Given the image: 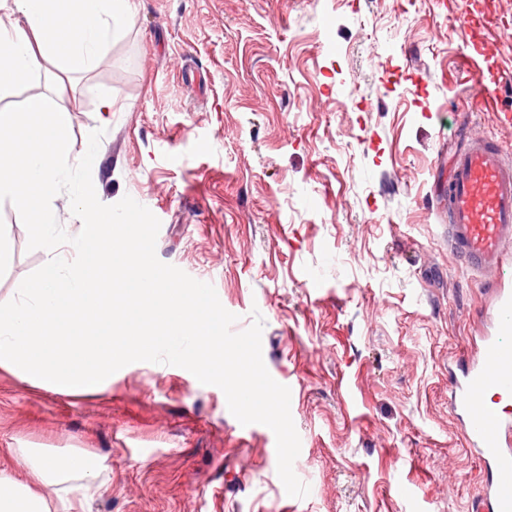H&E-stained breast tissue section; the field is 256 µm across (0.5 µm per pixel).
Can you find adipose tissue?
Here are the masks:
<instances>
[{
    "label": "adipose tissue",
    "instance_id": "obj_1",
    "mask_svg": "<svg viewBox=\"0 0 512 512\" xmlns=\"http://www.w3.org/2000/svg\"><path fill=\"white\" fill-rule=\"evenodd\" d=\"M129 18V0H12L0 20V99L46 59L93 68ZM16 462L27 480L0 468V512H47V487L56 488L60 512H84L97 491L98 466L88 457L31 451Z\"/></svg>",
    "mask_w": 512,
    "mask_h": 512
}]
</instances>
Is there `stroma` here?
<instances>
[{
  "label": "stroma",
  "mask_w": 512,
  "mask_h": 512,
  "mask_svg": "<svg viewBox=\"0 0 512 512\" xmlns=\"http://www.w3.org/2000/svg\"><path fill=\"white\" fill-rule=\"evenodd\" d=\"M132 3L95 68L45 62L4 103L69 109L72 164L105 128L98 199L146 206L158 259L212 284L233 331L260 312L310 493L287 495L269 427L161 363L86 395L0 369V460L93 458L87 512H474L486 475L449 409L448 364L475 349L512 263L487 280L451 254L448 178L473 135L512 162V126L473 105L462 35L493 41L512 110V0ZM17 214L0 203V304L46 259Z\"/></svg>",
  "instance_id": "1"
}]
</instances>
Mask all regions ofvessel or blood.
<instances>
[{"mask_svg":"<svg viewBox=\"0 0 512 512\" xmlns=\"http://www.w3.org/2000/svg\"><path fill=\"white\" fill-rule=\"evenodd\" d=\"M448 248L484 274L512 259V165L487 139L455 156L448 183ZM512 290L497 289L489 330L474 356L448 372L451 405L482 461L487 486L478 512H512Z\"/></svg>","mask_w":512,"mask_h":512,"instance_id":"vessel-or-blood-1","label":"vessel or blood"}]
</instances>
